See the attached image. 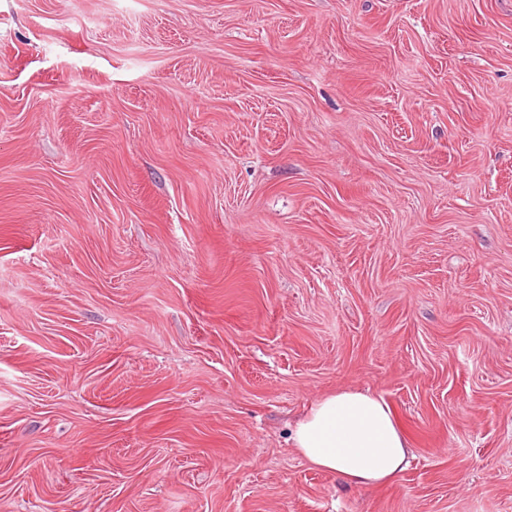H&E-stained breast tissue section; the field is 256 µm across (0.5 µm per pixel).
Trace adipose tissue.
I'll list each match as a JSON object with an SVG mask.
<instances>
[{
    "label": "adipose tissue",
    "mask_w": 512,
    "mask_h": 512,
    "mask_svg": "<svg viewBox=\"0 0 512 512\" xmlns=\"http://www.w3.org/2000/svg\"><path fill=\"white\" fill-rule=\"evenodd\" d=\"M292 443L308 463L344 483L377 487L406 469L409 444L380 397L343 389L314 401L297 421Z\"/></svg>",
    "instance_id": "adipose-tissue-1"
}]
</instances>
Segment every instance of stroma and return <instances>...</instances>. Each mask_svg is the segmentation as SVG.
<instances>
[{"label": "stroma", "mask_w": 512, "mask_h": 512, "mask_svg": "<svg viewBox=\"0 0 512 512\" xmlns=\"http://www.w3.org/2000/svg\"><path fill=\"white\" fill-rule=\"evenodd\" d=\"M0 512H512V0H0ZM292 443L315 468L368 488L397 479L410 452L387 403L359 389L339 390L310 404L295 424Z\"/></svg>", "instance_id": "35a3bbf8"}]
</instances>
